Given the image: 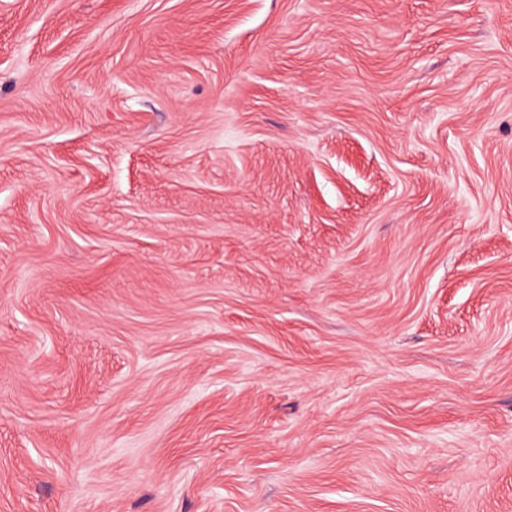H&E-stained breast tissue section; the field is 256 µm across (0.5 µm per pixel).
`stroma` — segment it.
I'll return each mask as SVG.
<instances>
[{"mask_svg": "<svg viewBox=\"0 0 512 512\" xmlns=\"http://www.w3.org/2000/svg\"><path fill=\"white\" fill-rule=\"evenodd\" d=\"M0 512H512V0H0Z\"/></svg>", "mask_w": 512, "mask_h": 512, "instance_id": "obj_1", "label": "stroma"}]
</instances>
